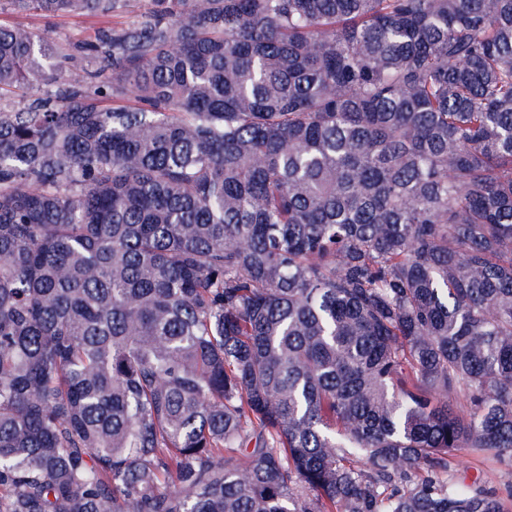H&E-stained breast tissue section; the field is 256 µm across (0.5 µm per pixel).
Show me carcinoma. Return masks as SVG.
Listing matches in <instances>:
<instances>
[{
  "label": "carcinoma",
  "instance_id": "obj_1",
  "mask_svg": "<svg viewBox=\"0 0 512 512\" xmlns=\"http://www.w3.org/2000/svg\"><path fill=\"white\" fill-rule=\"evenodd\" d=\"M156 3L0 22V512H508L512 0ZM155 8L153 0H128L125 9L109 19V26H131L141 20L145 12ZM2 19L5 22L29 26L50 44L65 47L67 53L73 55V59L64 64L66 70L79 69L80 66H84L88 70L96 69L97 65L94 60L84 58L73 48V44L95 40L98 28L107 26L96 18L57 15L32 16L11 13L5 9ZM454 480L472 485L477 480V485L496 489L508 506L511 502L512 512V468L500 463L491 455L484 457L464 456L459 459L452 471Z\"/></svg>",
  "mask_w": 512,
  "mask_h": 512
}]
</instances>
